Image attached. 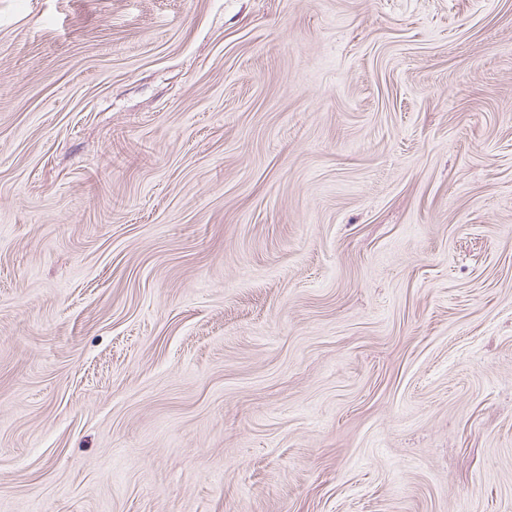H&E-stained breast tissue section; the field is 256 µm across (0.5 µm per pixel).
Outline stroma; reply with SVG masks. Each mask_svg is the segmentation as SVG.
I'll list each match as a JSON object with an SVG mask.
<instances>
[{"label":"stroma","instance_id":"obj_1","mask_svg":"<svg viewBox=\"0 0 512 512\" xmlns=\"http://www.w3.org/2000/svg\"><path fill=\"white\" fill-rule=\"evenodd\" d=\"M0 512H512V0H0Z\"/></svg>","mask_w":512,"mask_h":512}]
</instances>
